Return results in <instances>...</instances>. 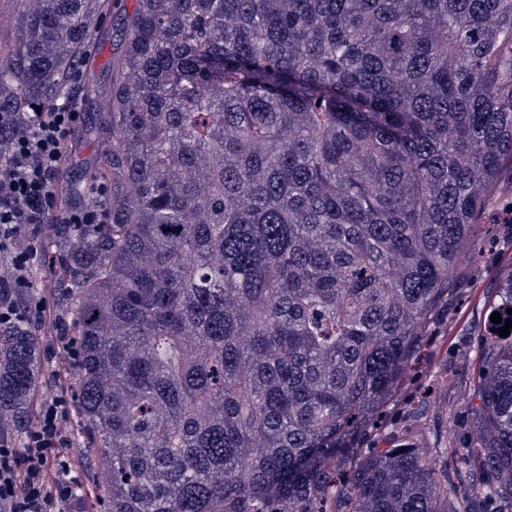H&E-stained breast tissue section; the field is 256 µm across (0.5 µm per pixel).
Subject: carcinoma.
<instances>
[{
  "label": "carcinoma",
  "instance_id": "obj_1",
  "mask_svg": "<svg viewBox=\"0 0 512 512\" xmlns=\"http://www.w3.org/2000/svg\"><path fill=\"white\" fill-rule=\"evenodd\" d=\"M0 114L73 94L102 0H14ZM109 85L112 223L52 232L91 512H512V333L378 422L512 197V0H135ZM479 302L512 309V270ZM0 332V440L51 373Z\"/></svg>",
  "mask_w": 512,
  "mask_h": 512
}]
</instances>
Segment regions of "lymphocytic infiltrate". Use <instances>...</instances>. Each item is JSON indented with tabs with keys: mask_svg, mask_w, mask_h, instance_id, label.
<instances>
[{
	"mask_svg": "<svg viewBox=\"0 0 512 512\" xmlns=\"http://www.w3.org/2000/svg\"><path fill=\"white\" fill-rule=\"evenodd\" d=\"M82 122L73 96L25 121L0 119V140L11 148L0 160V331L34 324L59 347L68 341L53 289L23 304L5 291L29 287L35 263L53 268L45 247L53 225L85 228L111 221L107 185L95 179L76 184L64 177L74 162ZM69 381L53 373L39 413L27 424L24 448L0 443V512H70Z\"/></svg>",
	"mask_w": 512,
	"mask_h": 512,
	"instance_id": "lymphocytic-infiltrate-1",
	"label": "lymphocytic infiltrate"
}]
</instances>
